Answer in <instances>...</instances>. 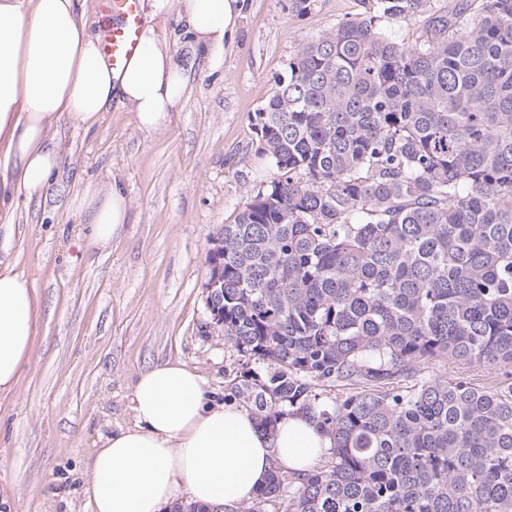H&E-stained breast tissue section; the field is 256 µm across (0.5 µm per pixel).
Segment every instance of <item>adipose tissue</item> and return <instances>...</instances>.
I'll return each mask as SVG.
<instances>
[{"mask_svg":"<svg viewBox=\"0 0 512 512\" xmlns=\"http://www.w3.org/2000/svg\"><path fill=\"white\" fill-rule=\"evenodd\" d=\"M140 48L122 66L85 25L84 0H0V211L41 195L61 164L53 127L97 124L111 106L138 129L166 127L184 101L189 69L160 24L177 15L193 47L217 54L234 39L243 0H145ZM87 246L105 248L128 222L116 185L79 197ZM38 297L11 254L0 255V393L13 392L35 334ZM134 424L100 438L83 488L88 512H166L179 494L235 512L272 463L303 472L330 440L304 416L280 420L275 435L235 403H215L206 379L179 360L143 372L131 395Z\"/></svg>","mask_w":512,"mask_h":512,"instance_id":"ef3b65f1","label":"adipose tissue"}]
</instances>
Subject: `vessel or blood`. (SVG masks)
<instances>
[{"label": "vessel or blood", "instance_id": "b4317fda", "mask_svg": "<svg viewBox=\"0 0 512 512\" xmlns=\"http://www.w3.org/2000/svg\"><path fill=\"white\" fill-rule=\"evenodd\" d=\"M105 9L112 16L102 31L101 48L113 66H121L139 48L143 24L140 0H105Z\"/></svg>", "mask_w": 512, "mask_h": 512}]
</instances>
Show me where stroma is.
I'll list each match as a JSON object with an SVG mask.
<instances>
[{"instance_id": "1", "label": "stroma", "mask_w": 512, "mask_h": 512, "mask_svg": "<svg viewBox=\"0 0 512 512\" xmlns=\"http://www.w3.org/2000/svg\"><path fill=\"white\" fill-rule=\"evenodd\" d=\"M366 10L365 0H245L222 63L193 55L177 17L162 32L191 62L190 92L167 126L141 132L110 108L92 131L64 124L61 166L45 195L18 197L10 253L33 281L40 315L17 389L0 394V496L14 512H86L81 489L100 437L133 423L132 387L179 359L223 399L239 355L206 306L209 240L269 180L251 115L301 43ZM118 185L130 222L104 249L71 200Z\"/></svg>"}]
</instances>
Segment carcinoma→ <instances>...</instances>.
I'll list each match as a JSON object with an SVG mask.
<instances>
[{"instance_id": "obj_1", "label": "carcinoma", "mask_w": 512, "mask_h": 512, "mask_svg": "<svg viewBox=\"0 0 512 512\" xmlns=\"http://www.w3.org/2000/svg\"><path fill=\"white\" fill-rule=\"evenodd\" d=\"M406 14L413 42L387 29ZM273 80L271 178L219 233L224 399L331 448L237 512H512V0H372ZM448 360L509 382L420 370Z\"/></svg>"}]
</instances>
